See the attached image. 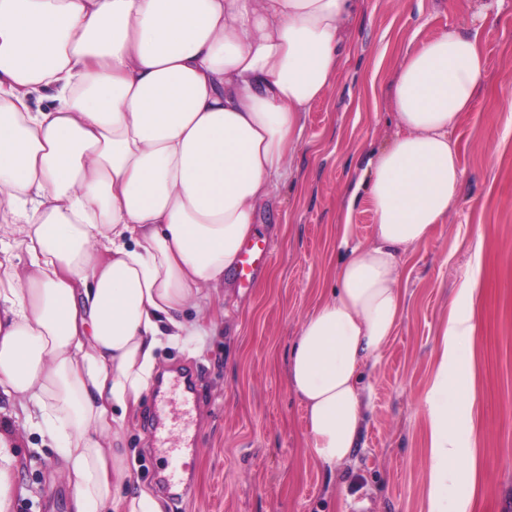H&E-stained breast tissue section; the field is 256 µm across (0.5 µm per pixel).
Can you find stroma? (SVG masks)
I'll return each mask as SVG.
<instances>
[{
  "label": "stroma",
  "instance_id": "stroma-1",
  "mask_svg": "<svg viewBox=\"0 0 512 512\" xmlns=\"http://www.w3.org/2000/svg\"><path fill=\"white\" fill-rule=\"evenodd\" d=\"M468 21L460 0H356L337 83L312 104L290 158L295 179L257 211L270 262L253 284L232 279L215 297L201 351L159 350L160 372L192 375V401L168 381L127 417L128 471L163 512H429L422 397L448 304L468 275L480 281L466 419L474 463L449 476L448 496L468 495L469 512H512V111L499 103L512 92V0L481 30L486 83L454 131L459 198L403 259L406 307L363 376L365 423L347 463L331 470L310 456L305 406L288 382V350L330 295L345 243L373 241L367 199L351 211L346 200L360 157L396 130L389 97L400 52ZM15 424L24 492L14 512H72L48 433Z\"/></svg>",
  "mask_w": 512,
  "mask_h": 512
}]
</instances>
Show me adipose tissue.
<instances>
[{"label": "adipose tissue", "instance_id": "obj_1", "mask_svg": "<svg viewBox=\"0 0 512 512\" xmlns=\"http://www.w3.org/2000/svg\"><path fill=\"white\" fill-rule=\"evenodd\" d=\"M505 0H465L466 27L406 52L397 132L370 152L373 242L348 247L337 288L304 319L288 378L309 453L348 461L361 372L403 300L401 262L460 193L453 130L485 83L479 34ZM355 0H0V399L48 425L73 512H163L128 491V412L163 343L205 335L258 207L290 180L311 105L334 86ZM465 277L423 398L431 512L472 453L474 326ZM21 438L0 421V512H13Z\"/></svg>", "mask_w": 512, "mask_h": 512}]
</instances>
